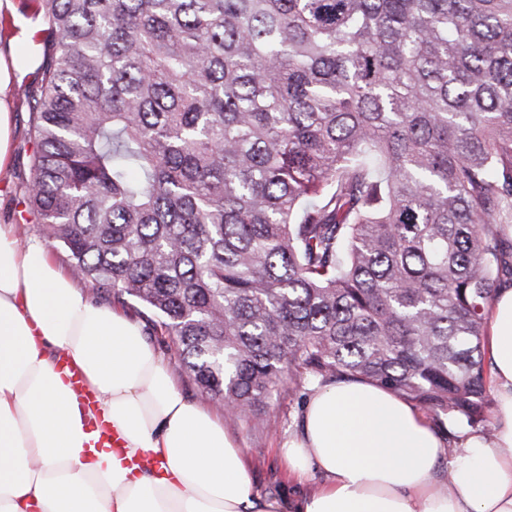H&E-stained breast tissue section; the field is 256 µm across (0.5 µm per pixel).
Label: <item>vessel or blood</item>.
I'll use <instances>...</instances> for the list:
<instances>
[{
  "instance_id": "obj_1",
  "label": "vessel or blood",
  "mask_w": 512,
  "mask_h": 512,
  "mask_svg": "<svg viewBox=\"0 0 512 512\" xmlns=\"http://www.w3.org/2000/svg\"><path fill=\"white\" fill-rule=\"evenodd\" d=\"M55 371L88 415L84 424L87 446L108 448L115 452L121 451L124 445L121 433L101 417L97 395L87 387L81 373L72 367L67 355L63 354L58 357Z\"/></svg>"
}]
</instances>
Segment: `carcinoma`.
I'll list each match as a JSON object with an SVG mask.
<instances>
[{
  "mask_svg": "<svg viewBox=\"0 0 512 512\" xmlns=\"http://www.w3.org/2000/svg\"><path fill=\"white\" fill-rule=\"evenodd\" d=\"M25 204L258 420L363 379L491 430L512 276V0H34Z\"/></svg>",
  "mask_w": 512,
  "mask_h": 512,
  "instance_id": "cac0c4a2",
  "label": "carcinoma"
}]
</instances>
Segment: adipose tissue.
Masks as SVG:
<instances>
[{
  "mask_svg": "<svg viewBox=\"0 0 512 512\" xmlns=\"http://www.w3.org/2000/svg\"><path fill=\"white\" fill-rule=\"evenodd\" d=\"M486 345L491 432L459 428L449 447L392 391L332 382L279 449L291 478L320 483L265 500L223 418L184 397L139 327L0 224V512H512V287L495 293ZM63 353L123 455L87 451L84 412L55 372ZM146 453L161 468L128 466Z\"/></svg>",
  "mask_w": 512,
  "mask_h": 512,
  "instance_id": "adipose-tissue-1",
  "label": "adipose tissue"
}]
</instances>
